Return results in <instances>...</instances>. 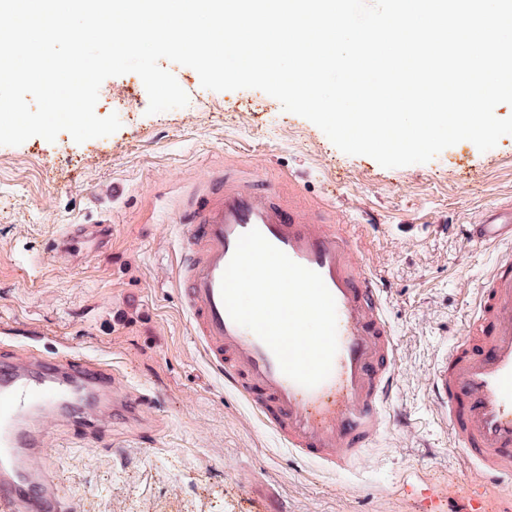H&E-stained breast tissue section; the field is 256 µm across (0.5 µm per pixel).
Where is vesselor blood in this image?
Returning a JSON list of instances; mask_svg holds the SVG:
<instances>
[{
    "mask_svg": "<svg viewBox=\"0 0 512 512\" xmlns=\"http://www.w3.org/2000/svg\"><path fill=\"white\" fill-rule=\"evenodd\" d=\"M183 245L175 281L210 368L242 396L293 457L329 471L355 467L384 429L398 387L387 291L359 264L345 225L286 203L271 186L225 170L178 211ZM258 229L296 263L318 272L336 302L338 350L329 377L307 388L280 369L271 349L235 323L221 279L238 238ZM463 240L505 245L477 290L461 338L436 360L429 393L484 488L454 496L450 512H490L512 483V201L486 209ZM148 394L116 393L97 359L58 352L0 357V512H78L59 488L47 452L46 415L85 418L104 404L138 419Z\"/></svg>",
    "mask_w": 512,
    "mask_h": 512,
    "instance_id": "vessel-or-blood-1",
    "label": "vessel or blood"
}]
</instances>
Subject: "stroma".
<instances>
[{"mask_svg": "<svg viewBox=\"0 0 512 512\" xmlns=\"http://www.w3.org/2000/svg\"><path fill=\"white\" fill-rule=\"evenodd\" d=\"M190 104L148 114L134 73L107 78L97 116L114 134L76 143L33 137L0 146V354L60 346L111 366L118 387L151 394L138 425L49 418L56 480L82 512H431L434 496L479 488L434 412L428 376L454 344L498 254L468 250L459 225L512 198V135L469 141L432 160L385 168L337 149L312 122L258 89L216 92L161 60ZM281 185L311 209L334 199L356 260L390 288L398 346L388 425L345 473L295 460L251 406L224 387L191 334L173 282L183 236L175 212L223 168ZM71 224H107L108 241H51Z\"/></svg>", "mask_w": 512, "mask_h": 512, "instance_id": "1", "label": "stroma"}]
</instances>
